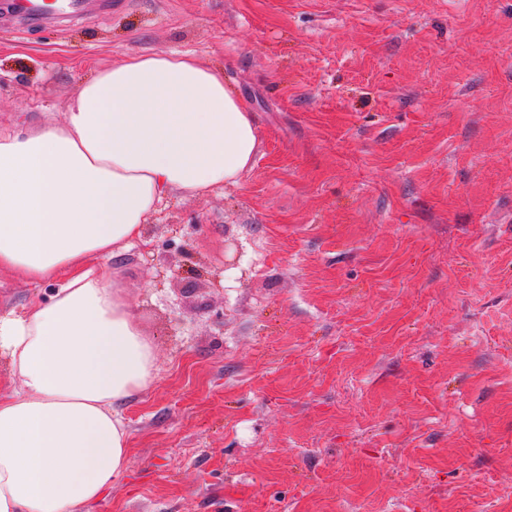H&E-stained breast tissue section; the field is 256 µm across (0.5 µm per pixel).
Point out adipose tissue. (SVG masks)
<instances>
[{
	"label": "adipose tissue",
	"instance_id": "ef3b65f1",
	"mask_svg": "<svg viewBox=\"0 0 512 512\" xmlns=\"http://www.w3.org/2000/svg\"><path fill=\"white\" fill-rule=\"evenodd\" d=\"M256 144L223 69L189 54H126L63 123L0 131V273L57 285L0 314L15 378L0 388V512H82L126 472L119 408L153 382L156 352L103 259L171 191L237 184Z\"/></svg>",
	"mask_w": 512,
	"mask_h": 512
}]
</instances>
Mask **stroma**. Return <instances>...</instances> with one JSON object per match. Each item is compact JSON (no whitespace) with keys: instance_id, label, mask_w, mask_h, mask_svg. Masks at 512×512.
I'll use <instances>...</instances> for the list:
<instances>
[{"instance_id":"35a3bbf8","label":"stroma","mask_w":512,"mask_h":512,"mask_svg":"<svg viewBox=\"0 0 512 512\" xmlns=\"http://www.w3.org/2000/svg\"><path fill=\"white\" fill-rule=\"evenodd\" d=\"M121 2L0 21V130L178 52L258 145L108 260L156 373L86 512H512V0ZM55 289L0 274V312Z\"/></svg>"}]
</instances>
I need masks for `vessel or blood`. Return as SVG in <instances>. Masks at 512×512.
<instances>
[{"mask_svg":"<svg viewBox=\"0 0 512 512\" xmlns=\"http://www.w3.org/2000/svg\"><path fill=\"white\" fill-rule=\"evenodd\" d=\"M112 0H0V15L16 20L19 30L29 26L81 19L112 11Z\"/></svg>","mask_w":512,"mask_h":512,"instance_id":"vessel-or-blood-1","label":"vessel or blood"}]
</instances>
